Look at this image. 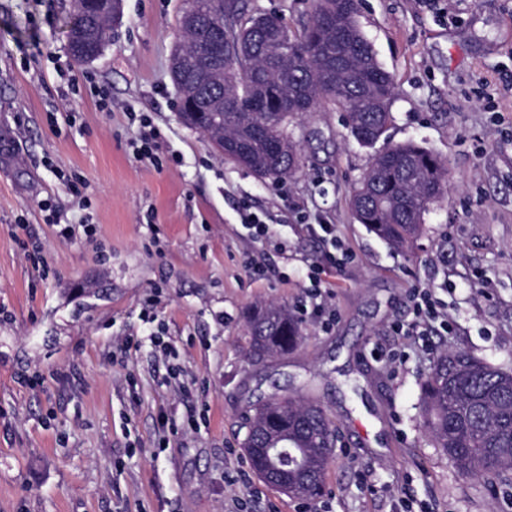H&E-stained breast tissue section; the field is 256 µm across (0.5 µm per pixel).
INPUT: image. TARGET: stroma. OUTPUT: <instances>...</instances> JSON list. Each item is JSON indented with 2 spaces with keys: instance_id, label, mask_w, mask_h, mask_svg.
Segmentation results:
<instances>
[{
  "instance_id": "1",
  "label": "stroma",
  "mask_w": 512,
  "mask_h": 512,
  "mask_svg": "<svg viewBox=\"0 0 512 512\" xmlns=\"http://www.w3.org/2000/svg\"><path fill=\"white\" fill-rule=\"evenodd\" d=\"M183 3L123 0L104 53L79 64L72 0H0V512H512V483L462 476L433 446L419 391L446 350L512 370V0H360L396 86L384 142L448 167L404 249L349 207L375 150L341 110L291 124L303 164L279 183L182 122ZM145 118L161 131L155 166L131 147ZM50 204L96 235L59 236ZM245 208L323 216L356 255L331 278L334 325L304 322L293 351L259 362L249 312L309 303L304 262L325 245L291 231L286 259L248 238ZM444 283L450 332L425 348L395 335L411 289ZM148 303L168 353L148 338ZM392 352L406 356L396 372ZM275 391L321 403L340 431L319 498L236 481L250 468L240 417Z\"/></svg>"
}]
</instances>
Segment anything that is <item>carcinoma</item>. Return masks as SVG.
<instances>
[{"mask_svg":"<svg viewBox=\"0 0 512 512\" xmlns=\"http://www.w3.org/2000/svg\"><path fill=\"white\" fill-rule=\"evenodd\" d=\"M82 24L68 38L106 41L109 21L74 0ZM196 26L183 30L176 48L174 83L198 111L184 122L203 132L220 155L262 180L280 182L301 165L299 144L289 131L302 112L333 104L346 113L351 134L376 143L391 119L395 85L358 23L359 0H312L310 20L295 32L270 14L243 20L239 0H184ZM224 21V66L210 71L209 43ZM266 108L254 107L253 97ZM448 168L431 150L400 143L378 152L350 196L357 221L395 247L414 244L425 232L423 216L444 193ZM249 355L254 360L284 354L301 338L297 319L285 307L256 309L250 320ZM422 416L434 447L466 477L512 481V372L464 351L441 352L420 382ZM242 448L262 436L273 446L304 454L314 480L291 472L288 488L252 470L266 484L295 499L323 492L334 461L328 450L336 427L325 407L303 398L261 401L242 417Z\"/></svg>","mask_w":512,"mask_h":512,"instance_id":"obj_1","label":"carcinoma"}]
</instances>
